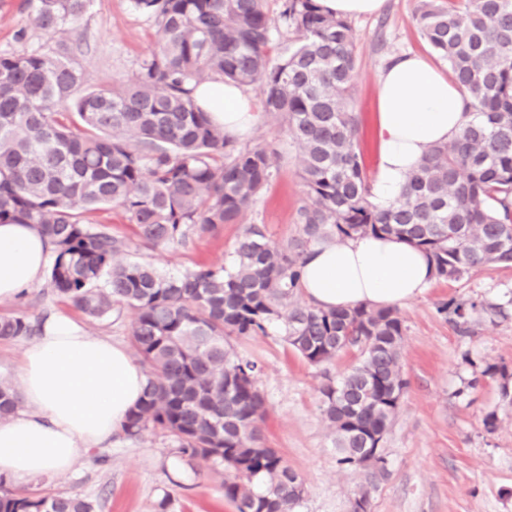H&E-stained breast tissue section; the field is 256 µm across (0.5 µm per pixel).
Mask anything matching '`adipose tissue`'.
I'll use <instances>...</instances> for the list:
<instances>
[{
    "instance_id": "adipose-tissue-1",
    "label": "adipose tissue",
    "mask_w": 512,
    "mask_h": 512,
    "mask_svg": "<svg viewBox=\"0 0 512 512\" xmlns=\"http://www.w3.org/2000/svg\"><path fill=\"white\" fill-rule=\"evenodd\" d=\"M213 122L237 136L258 114L246 91L211 83L195 91ZM464 91L418 55L398 59L380 77L376 172L371 200L388 207L428 148L450 141L471 120ZM50 247L30 224H0V304L39 284ZM433 279L426 255L393 236H365L311 248L300 288L325 309L405 304ZM21 409L0 422V479L23 486L70 471L93 448L122 434L143 397L146 376L119 342L89 335L65 312L51 314L27 345L17 370Z\"/></svg>"
}]
</instances>
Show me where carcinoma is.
Masks as SVG:
<instances>
[{"label":"carcinoma","instance_id":"carcinoma-1","mask_svg":"<svg viewBox=\"0 0 512 512\" xmlns=\"http://www.w3.org/2000/svg\"><path fill=\"white\" fill-rule=\"evenodd\" d=\"M48 34L81 41L89 0H24ZM153 19L157 47L126 80L89 87L59 43L0 52V224H34L52 246L50 293L102 321L133 315L129 342L147 384L125 425L169 438L175 452L225 472L236 512H299L305 488L265 445L266 401L257 364L232 339L284 341L322 369V413L342 470L388 476L385 442L407 385L403 320L394 307L323 310L297 301L304 258L326 241L394 236L430 258L434 278L458 281L488 265H512V0H418L415 22L470 97L473 120L431 146L401 196L370 200L349 107L356 31L320 0H131ZM291 46L272 57L275 42ZM220 81L254 87L262 111L286 127L301 157L299 236L286 246L250 225L222 263L169 274L119 261L129 243L87 214L120 208L142 246H186L193 235L235 224L274 182V151L224 133L192 96ZM469 332L488 302L438 307ZM41 319L1 315L0 338L38 335ZM358 360L333 376L342 353ZM502 399L512 404L505 368ZM22 408L0 378V420ZM0 512H96L94 501L38 487L18 494L0 480Z\"/></svg>","mask_w":512,"mask_h":512}]
</instances>
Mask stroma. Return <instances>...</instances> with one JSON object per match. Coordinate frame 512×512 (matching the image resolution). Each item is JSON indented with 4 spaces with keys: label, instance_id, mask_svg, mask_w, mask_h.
<instances>
[{
    "label": "stroma",
    "instance_id": "obj_1",
    "mask_svg": "<svg viewBox=\"0 0 512 512\" xmlns=\"http://www.w3.org/2000/svg\"><path fill=\"white\" fill-rule=\"evenodd\" d=\"M417 0H387L376 15L353 18L356 30L352 106L357 112L366 174L376 165L377 88L382 72L398 58L431 55L414 21ZM82 44L72 53L92 85H108L137 70L157 41V28L135 11L130 0H92L79 24ZM50 38L37 28L21 0H0V52L37 49ZM247 143H268L279 173L238 223L218 226L186 246L149 250L134 244V226L117 208L93 214L114 236L132 242L134 258L181 273L223 261L251 224L264 225L275 244L288 245L299 235L296 211L304 196L300 158L286 129L269 116L244 135ZM487 299L504 305L506 314L472 317V331L461 335L436 311L449 298ZM70 311L90 334L127 342L131 316L93 321L51 295L45 284L0 305V315L38 316ZM405 336L400 358L407 387L386 439L389 474L370 493V512H512V404L500 396L501 376L487 366L506 367L512 376V268L486 267L458 281H432L426 293L399 305ZM238 352L255 359L258 384L268 412L261 425L268 446L278 449L301 477L306 490L300 512H349L364 475L336 465L333 433L321 410L323 379L283 342L254 337L237 341ZM496 412L495 431L483 417ZM173 445L151 432L114 439L111 447L84 454L68 474L43 478L53 492L95 500L99 512H234L224 499V475L209 462L181 460L182 478L169 462Z\"/></svg>",
    "mask_w": 512,
    "mask_h": 512
}]
</instances>
